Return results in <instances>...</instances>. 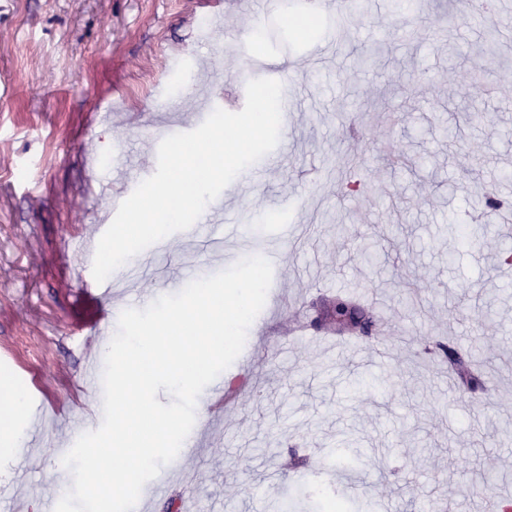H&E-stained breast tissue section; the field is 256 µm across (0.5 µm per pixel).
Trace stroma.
<instances>
[{
  "mask_svg": "<svg viewBox=\"0 0 512 512\" xmlns=\"http://www.w3.org/2000/svg\"><path fill=\"white\" fill-rule=\"evenodd\" d=\"M267 0H0V383L46 415L39 432L18 420L24 442L0 455V512H54L70 471L59 468L79 437L103 420L80 388L86 358L104 359L103 336H73L78 280L65 246L98 241L113 197L126 198L157 168L153 117L169 134L196 129L201 99L240 111V66L230 47ZM467 0H375L365 25L336 24L324 0L309 37L252 34L265 63H291L292 122L275 149L222 192L224 221L280 248L266 325L224 371L242 382L223 411L210 390L197 404V445L179 451L168 497L144 486L148 512L193 490L201 512H254L296 483L348 498L351 484L375 512H419L423 501L472 512L483 478L512 479V264L501 252L512 224L486 213L484 195L512 201V49L483 54L486 31ZM211 26L200 32L199 22ZM482 92L470 89L478 63ZM198 67L208 84L163 95ZM110 110L109 123L91 113ZM398 152L403 162L389 161ZM345 224L347 235L334 227ZM483 224L480 246L449 260L450 227ZM380 260L361 261L360 239ZM237 238L214 245L204 229L174 233L131 265L152 270L113 279L112 300L158 298L237 259ZM346 292L384 301L393 327L388 374L370 362L373 338L320 325L322 298ZM492 317H482L485 308ZM309 334L293 339L296 318ZM446 344L470 360L482 386L449 388ZM360 452L342 468L340 446Z\"/></svg>",
  "mask_w": 512,
  "mask_h": 512,
  "instance_id": "35a3bbf8",
  "label": "stroma"
}]
</instances>
